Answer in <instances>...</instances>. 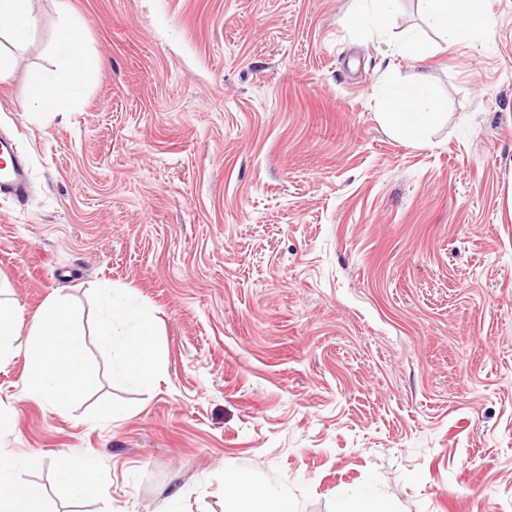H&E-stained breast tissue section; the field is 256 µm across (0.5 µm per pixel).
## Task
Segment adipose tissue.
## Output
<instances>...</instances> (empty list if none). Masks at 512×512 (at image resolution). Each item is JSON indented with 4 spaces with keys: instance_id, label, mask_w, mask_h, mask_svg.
I'll return each mask as SVG.
<instances>
[{
    "instance_id": "1",
    "label": "adipose tissue",
    "mask_w": 512,
    "mask_h": 512,
    "mask_svg": "<svg viewBox=\"0 0 512 512\" xmlns=\"http://www.w3.org/2000/svg\"><path fill=\"white\" fill-rule=\"evenodd\" d=\"M424 23L446 41L483 33L489 23L490 0H418ZM36 26L30 0H0V39L11 50L0 48V77L16 63L14 47L24 44ZM79 25L67 0H60L53 68L34 71L22 88L34 113L57 115L68 111L98 78L103 60L78 38ZM376 98L380 117L399 138L427 142L442 118L444 103L421 84L390 83ZM98 336L110 351L112 375L124 380L148 379L162 359L150 322L134 317L124 295L111 289L98 292ZM136 320L133 329H117V317ZM82 310L62 297L50 298L32 317L22 308L0 300V364L16 355L13 338L26 334L25 357L29 364L27 389L31 396L62 410L90 377L83 359L80 327ZM16 459L0 457V512H45L39 486L19 482Z\"/></svg>"
}]
</instances>
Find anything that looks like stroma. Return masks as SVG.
I'll return each mask as SVG.
<instances>
[{"mask_svg":"<svg viewBox=\"0 0 512 512\" xmlns=\"http://www.w3.org/2000/svg\"><path fill=\"white\" fill-rule=\"evenodd\" d=\"M70 3L104 61L83 101L39 123L20 93L54 62L55 0L0 80L32 180L0 199V298L80 304L94 377L58 412L24 356L0 365L19 480L49 512H239L235 471L292 512H512V0L450 44L399 0L415 59L352 0ZM389 79L445 100L430 146L381 122ZM102 287L150 316L154 383L112 378ZM385 43L387 45L385 55L390 56L414 57L420 49L418 38L413 34H406L396 41H387ZM58 470L68 481L72 495L78 499L92 498L97 493V482L91 461L83 458H61Z\"/></svg>","mask_w":512,"mask_h":512,"instance_id":"obj_1","label":"stroma"}]
</instances>
